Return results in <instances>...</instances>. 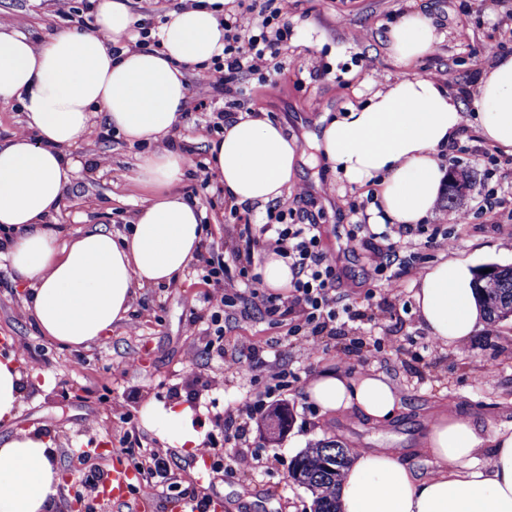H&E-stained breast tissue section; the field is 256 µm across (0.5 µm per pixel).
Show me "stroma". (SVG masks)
<instances>
[{
    "label": "stroma",
    "instance_id": "obj_1",
    "mask_svg": "<svg viewBox=\"0 0 512 512\" xmlns=\"http://www.w3.org/2000/svg\"><path fill=\"white\" fill-rule=\"evenodd\" d=\"M85 3L69 0L62 8L57 0H0V16L37 41L55 30L91 26L93 14ZM274 5L291 30L278 68L238 74L232 96L198 84L199 70H190L188 106L171 134L190 160L179 188L203 209L208 226L204 241L229 265L240 227L226 221V212L260 224L268 210L290 209L296 221H316L321 246L341 275L336 298L358 317L318 336L312 353L289 336L287 320L275 321L255 310L245 317L223 315L224 335L218 340L203 317L207 286L188 271L178 283L138 291L131 307L138 333L122 323L87 348L74 350L36 330L25 312L22 288L13 283L8 262L0 260V352L24 341L32 355L21 368L24 392L18 413L0 423V443L22 430L53 440L57 465L70 477L57 490L53 512H72L71 502L79 494L92 501L93 512H129L124 505L96 503L76 462L82 448L96 449L94 464L102 473L111 470L115 453L124 448L165 449L172 483L147 498L142 512H169L175 496L199 500L213 495L223 499L224 512H313L311 493L290 479L288 469L316 443L332 441L352 451L397 448L402 463L426 472L429 458L416 447L436 409L470 414L494 431L512 429V319L498 323L497 335L476 333L468 351L437 344L416 312L412 277L400 278L404 297L394 305L385 300L386 280H368L370 257L381 238L346 250L348 226L366 218L373 187L349 185L322 160L316 168H303L304 196L291 188L268 207L235 210L219 185L201 186L196 176L197 162L208 160L211 147L210 137L200 135L196 126L213 113L263 112L280 122L288 136L299 138L314 130L323 114L340 116L402 75L386 50V33L412 9L432 18L439 36L416 72L451 80L453 88L466 91L493 54H512V29L504 23L512 14V0H501L493 13L483 9L481 0H274ZM474 119L473 104H466L460 137L439 154L446 169L469 176L470 188L426 221L428 228L448 235L454 247L419 246L423 265L451 256L512 265V239L501 232L512 226V154L484 142ZM92 122L103 128L104 136L72 149L82 169L56 222L66 230L101 224L122 235L144 199L133 177L147 148L106 128L103 113H95ZM102 155L110 158L104 170L94 166ZM455 214L464 215V223H452ZM192 320L197 327L191 334L187 327ZM249 343L262 350V360L242 356L241 345ZM79 360L84 366L77 372L73 365ZM268 361L298 375L283 395L291 419L283 429L270 431L276 403L261 399L257 414L245 424V438L236 439L235 428L224 421L225 411L264 388ZM327 367L385 374L401 393L402 410L382 428L355 414L322 413L305 395L304 374ZM182 400L194 410L195 429L205 441L222 444L227 459L183 451L144 426L147 406L165 408ZM237 452L258 454L256 469H232L229 457Z\"/></svg>",
    "mask_w": 512,
    "mask_h": 512
}]
</instances>
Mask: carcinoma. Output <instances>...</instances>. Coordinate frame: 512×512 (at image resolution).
Wrapping results in <instances>:
<instances>
[{"label":"carcinoma","instance_id":"obj_1","mask_svg":"<svg viewBox=\"0 0 512 512\" xmlns=\"http://www.w3.org/2000/svg\"><path fill=\"white\" fill-rule=\"evenodd\" d=\"M480 282L489 322L504 319L512 310V266H499L489 276L482 274ZM350 461L349 449L336 443H319L291 462L289 477L314 495V512H338L337 489L342 470Z\"/></svg>","mask_w":512,"mask_h":512}]
</instances>
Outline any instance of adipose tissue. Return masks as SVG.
<instances>
[{
	"mask_svg": "<svg viewBox=\"0 0 512 512\" xmlns=\"http://www.w3.org/2000/svg\"><path fill=\"white\" fill-rule=\"evenodd\" d=\"M217 0L169 9L161 46H131L129 0H97L91 28L74 27L35 42L0 22V101L17 100L25 130L0 143V246L14 282L25 288L26 311L56 343L85 347L126 320L138 290L175 283L200 250L202 210L178 189L187 167L160 142L185 112L186 73L224 52ZM437 40L430 17L405 13L387 32L388 53L402 74L361 106L323 120L315 146L333 170L361 187L376 183L372 224H417L436 211L448 175L439 154L459 135V91L412 72ZM483 140L512 153V55L481 66L471 91ZM132 143L150 145L134 183L150 197L129 234L103 227L61 238L54 226L64 194L79 171L70 151L83 141L94 113ZM305 159L279 122L248 114L224 126L211 148L210 170L237 205L263 206L298 181ZM415 302L440 344H467L485 319L474 290V265L444 260L416 281ZM21 358L0 354V422L12 420L22 398ZM326 413H355L387 424L401 409L391 381L371 372L327 368L306 386ZM146 423L189 451L202 436L190 407L147 409ZM434 467L417 472L394 448L356 450L338 497L340 512H512V432H490L470 415L440 412L423 440ZM492 450L475 465L484 445ZM55 448L46 436L21 431L0 445V512H50L61 484Z\"/></svg>",
	"mask_w": 512,
	"mask_h": 512,
	"instance_id": "obj_1",
	"label": "adipose tissue"
}]
</instances>
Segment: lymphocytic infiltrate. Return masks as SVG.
Returning a JSON list of instances; mask_svg holds the SVG:
<instances>
[{
    "label": "lymphocytic infiltrate",
    "instance_id": "lymphocytic-infiltrate-1",
    "mask_svg": "<svg viewBox=\"0 0 512 512\" xmlns=\"http://www.w3.org/2000/svg\"><path fill=\"white\" fill-rule=\"evenodd\" d=\"M271 17L256 18L251 11L234 14L224 22V61L213 71L203 74L202 80L215 90L227 89L231 74L257 71L264 67L268 58L280 55L288 42L287 27H272ZM423 229L411 224L398 225L394 233H383V248L377 249L370 264L371 279L385 278L394 262H401V271L417 275L416 261H400L399 255L414 250L413 235ZM319 224L289 222L284 210L268 212L265 224L247 233L240 248L235 252L234 268L224 262H208L204 269L205 281L214 282L213 291L205 301L214 312L244 303L246 308L264 312L268 316H282L289 311L297 316L294 335L307 341L308 349H315V336L340 318L355 320L350 307H337L336 285L339 277L336 264L321 246ZM275 253L287 259L293 279L287 297L271 295L259 289L257 277L250 271L256 255Z\"/></svg>",
    "mask_w": 512,
    "mask_h": 512
}]
</instances>
